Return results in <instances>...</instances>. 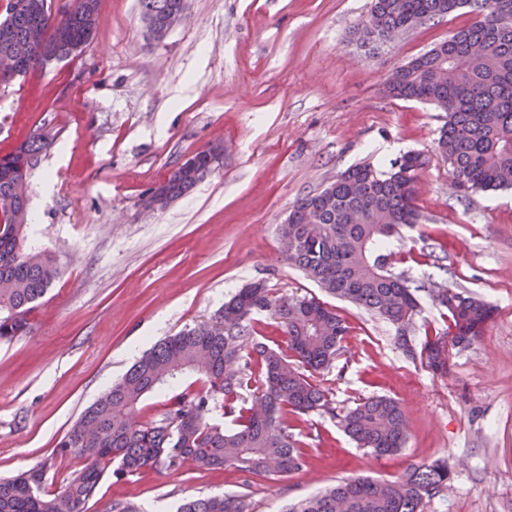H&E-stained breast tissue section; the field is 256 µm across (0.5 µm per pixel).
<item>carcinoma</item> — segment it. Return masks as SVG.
<instances>
[{
  "mask_svg": "<svg viewBox=\"0 0 512 512\" xmlns=\"http://www.w3.org/2000/svg\"><path fill=\"white\" fill-rule=\"evenodd\" d=\"M52 0H7L0 19V58H11L18 75L62 62L90 46V17L99 0H72L59 24L44 5ZM500 0H372L354 36L363 47L384 43L397 30H412L469 6L470 26L398 66L386 82L395 99L424 102L446 113L434 151L464 193L512 188V15ZM142 17L157 31L186 7V0H139ZM48 136L27 137L0 156V342L31 330L30 316L60 270L46 251L25 247L28 175ZM428 164L424 151H410L387 170L371 164L346 169L320 191L299 199L288 212L281 250L289 265L325 293L385 319L405 356L425 361L435 375L448 372V347H469L483 336L494 308L448 286L433 299L448 311V325L416 349L411 336L420 312L418 291L397 266L405 257L393 246L401 229L421 220L416 183ZM202 163L178 167L157 189L172 203L202 181ZM266 313L286 337L288 352L255 331ZM351 327L336 307L314 296L277 295L262 281L232 295L210 321L155 343L81 414L57 444L56 453L77 459L49 491L47 466L34 465L0 478V512H86L104 477L120 481L150 469L191 467L272 478L302 470L308 450L295 430L311 413L339 417L345 434L377 456L394 454L408 438V417L388 395L359 400L343 414L314 373L328 368ZM196 374L201 388L169 400L145 419L146 396L180 376ZM214 412L231 427L209 421ZM449 457L411 467L395 480L350 477L293 505L287 512H425L448 489ZM243 495L216 494L188 500L180 512H250Z\"/></svg>",
  "mask_w": 512,
  "mask_h": 512,
  "instance_id": "obj_1",
  "label": "carcinoma"
}]
</instances>
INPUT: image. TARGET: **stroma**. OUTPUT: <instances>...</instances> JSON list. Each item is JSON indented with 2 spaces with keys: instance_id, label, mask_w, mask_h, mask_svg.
Here are the masks:
<instances>
[{
  "instance_id": "stroma-1",
  "label": "stroma",
  "mask_w": 512,
  "mask_h": 512,
  "mask_svg": "<svg viewBox=\"0 0 512 512\" xmlns=\"http://www.w3.org/2000/svg\"><path fill=\"white\" fill-rule=\"evenodd\" d=\"M371 0H188L185 20L148 41L138 0H100L85 52L0 86V155L48 135L30 179V240L61 274L29 335L0 343V477L37 463L60 480L77 468L57 443L82 412L156 341L210 319L243 285L323 298L280 252L293 203L348 167L387 169L430 152L399 270L421 289L414 336L444 327L430 291L445 285L492 304L484 336L452 351L447 376L406 357L393 328L345 301L351 333L317 373L337 411L386 394L409 416V439L378 458L337 419L300 427L309 461L275 479L234 470L106 478L87 512L113 502L177 512L192 497L247 494L251 512H281L348 477L393 480L452 457L448 489L425 512H512V190L461 193L433 152L446 115L397 100L399 65L471 25L468 9L369 50L352 31ZM224 157L158 212L143 194L214 142Z\"/></svg>"
}]
</instances>
